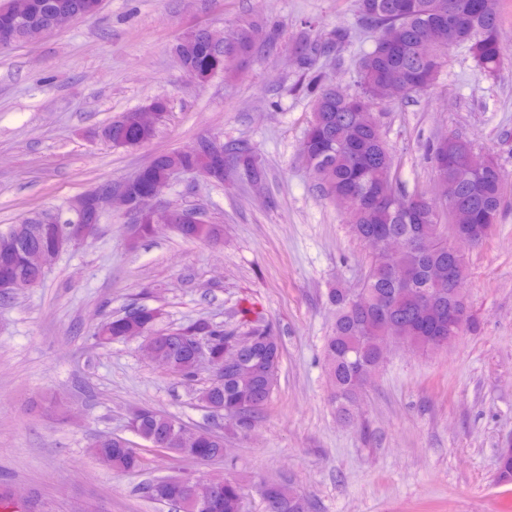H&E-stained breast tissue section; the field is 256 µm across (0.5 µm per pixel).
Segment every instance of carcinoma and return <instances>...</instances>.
<instances>
[{
  "label": "carcinoma",
  "instance_id": "carcinoma-1",
  "mask_svg": "<svg viewBox=\"0 0 512 512\" xmlns=\"http://www.w3.org/2000/svg\"><path fill=\"white\" fill-rule=\"evenodd\" d=\"M497 5L498 0H358L362 17L371 25L383 29L396 24L403 29L409 47L407 55L391 57L382 50L380 41H375L361 57L359 90L354 94L341 92L319 73L310 77L312 118L306 134L318 135L333 144L330 152L306 162L315 187L327 198L346 191L358 198L357 214L349 217L351 230L358 239L364 241L385 230L405 243L400 252L384 251L371 257L359 288L330 291L335 318L325 345V359L340 420L354 417L353 410L364 387L359 377L372 368L381 351L387 350L392 342L405 339L423 348L424 336L428 334L462 336L477 329L465 296L466 257L456 249L424 248L422 244L448 234L440 210L450 206L485 213L490 223L498 224L505 198L503 170L497 168L482 186L473 185L462 176V154H456L454 167L447 164L448 143L463 140L450 134L429 147L435 174L446 172L451 183L448 199L436 202L424 193L400 191L394 183L392 156L381 138L374 96L382 76L388 73L408 86L409 95L427 90L447 64L448 52L459 46L468 47L486 72H496L502 60L495 48ZM94 7L95 0H19V12L1 16L0 24L9 23L15 28L14 42L18 43L48 31L60 12L86 18L95 15ZM440 12L454 17L446 28L435 25ZM257 39L254 25L242 23L216 51L197 35L176 41L173 53L181 67L197 68L208 81L218 74L230 75L247 63ZM104 134L114 143L121 142L124 148L136 146L142 140L123 116L105 127ZM351 141L362 143L364 150L353 152L347 147ZM184 165L211 168V162L203 156L190 158L176 151L166 153L153 160L144 188L164 180L170 167ZM238 171L256 185L265 179V170L252 147L242 141H227L224 177ZM43 219V215L32 218L0 234V273L4 271L34 284L42 281L44 267L26 262L25 257L40 252L48 263L54 261L53 239ZM177 230L188 240L206 241L216 236V225L205 219L197 224H180ZM159 318L155 308L134 307L101 323L96 336L103 343H112L129 333L143 332L153 337L157 349L173 362L176 376L188 381L192 346L186 329L160 331ZM385 323L400 326L402 336L384 335ZM251 333L258 339L237 359L224 361V384H209L199 393L206 407L227 418L241 413L255 420L276 384L281 344L267 328H254ZM180 430L179 422L172 416L150 408L136 435L151 446L165 443L175 454L192 459L198 448L218 453L224 447V436L200 430L193 446L182 448L178 444ZM91 452L108 457L117 471L136 470L144 464L142 449L123 437H100L92 443ZM158 488L169 503L180 505L188 497L184 486L166 478L149 482L147 496L156 499ZM258 490L265 512H311V502L284 482L264 480ZM241 502V487L228 480L219 498L201 512H240Z\"/></svg>",
  "mask_w": 512,
  "mask_h": 512
}]
</instances>
